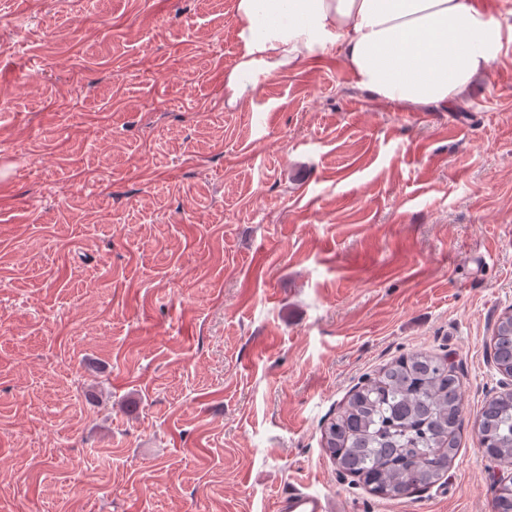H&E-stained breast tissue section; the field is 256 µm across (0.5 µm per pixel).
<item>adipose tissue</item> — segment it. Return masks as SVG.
I'll list each match as a JSON object with an SVG mask.
<instances>
[{
  "mask_svg": "<svg viewBox=\"0 0 512 512\" xmlns=\"http://www.w3.org/2000/svg\"><path fill=\"white\" fill-rule=\"evenodd\" d=\"M239 61L224 77L234 106L270 75L336 53L356 87L407 106L461 102L512 41L474 0H235Z\"/></svg>",
  "mask_w": 512,
  "mask_h": 512,
  "instance_id": "obj_1",
  "label": "adipose tissue"
}]
</instances>
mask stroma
Listing matches in <instances>:
<instances>
[{
  "label": "stroma",
  "mask_w": 512,
  "mask_h": 512,
  "mask_svg": "<svg viewBox=\"0 0 512 512\" xmlns=\"http://www.w3.org/2000/svg\"><path fill=\"white\" fill-rule=\"evenodd\" d=\"M234 0H0V512H490L512 310V43L452 108L333 54L231 108ZM447 355L461 448L383 500L321 431ZM495 366L500 373L512 372V317L499 318L494 332ZM477 431L490 458L512 464V391L493 397L479 412ZM277 512H330L323 498L302 490L288 494L278 501Z\"/></svg>",
  "instance_id": "stroma-1"
}]
</instances>
